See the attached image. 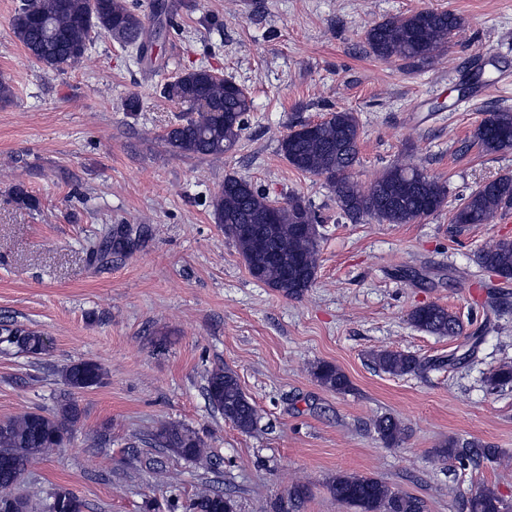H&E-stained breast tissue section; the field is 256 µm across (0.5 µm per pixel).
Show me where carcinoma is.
<instances>
[{"label": "carcinoma", "mask_w": 512, "mask_h": 512, "mask_svg": "<svg viewBox=\"0 0 512 512\" xmlns=\"http://www.w3.org/2000/svg\"><path fill=\"white\" fill-rule=\"evenodd\" d=\"M462 18L448 10L425 9L394 16L371 26L365 35L369 53L389 63L400 62L406 71H416L437 62L457 32ZM14 37L29 56L42 66L58 69L82 60L91 33L105 32L117 42L145 52L161 37L160 29L146 25L128 0H26L11 20ZM165 97L191 105L195 112L172 125L160 140L174 154L218 158L232 150L248 126L251 100L237 84L221 79L207 68L192 69L163 87ZM361 128L356 115L336 111L310 130L307 124L293 127L280 141L278 151L295 170L321 176L336 196L343 214L353 222L365 217L385 224H412L438 212L447 198L446 186L411 163H396L367 188L350 177L356 165ZM471 144L486 153L512 149V110H491L472 132ZM16 203L36 210L38 198L24 186L14 188ZM214 223L235 244L249 274L286 298H299L315 282L320 253V216L298 195L280 203L236 175L224 177V185L211 201ZM512 209V175L483 183L472 190L454 210L453 224H490ZM275 214L273 229L268 217ZM476 263L501 280H512V240L498 239L476 253ZM411 323L436 336L466 335L460 318L447 307L430 303L413 309ZM31 356L50 351V342L37 330L22 329L14 336L0 332V352L11 349ZM375 367L393 376L418 373L427 364L404 352L380 350L372 354ZM313 375L324 387L346 392L351 383L336 365L320 362ZM100 364L87 360L72 363L63 371L67 387L53 412L25 411L0 420V512H27L26 497L20 492L21 479L29 462L64 445L68 433L81 419L75 394L103 383ZM494 388L512 385V366L502 365L489 376ZM206 395L224 420L249 433L258 423L254 403L243 391L237 375L219 367L207 378ZM374 429L388 447L399 444L404 434L391 416L374 421ZM153 442L180 457L193 461L204 458L205 442L193 429L166 425L153 434ZM442 459L461 466L494 461L499 449L477 441L461 443L454 438L433 450ZM337 502L354 512H424L421 499L394 491L384 482L366 476L338 474L329 481ZM51 503L60 512H82L81 501L68 489L57 487ZM469 512H505L502 497L493 489L477 490L468 500ZM190 512H235L234 501L207 487L198 489Z\"/></svg>", "instance_id": "1"}]
</instances>
